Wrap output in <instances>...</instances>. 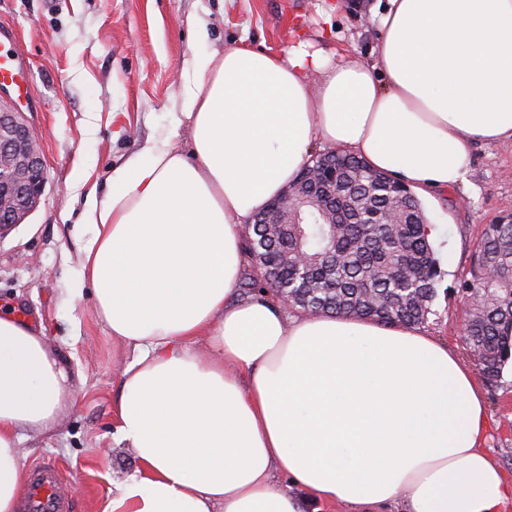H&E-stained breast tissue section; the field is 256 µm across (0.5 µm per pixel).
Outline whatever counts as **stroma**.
Masks as SVG:
<instances>
[{
  "label": "stroma",
  "mask_w": 512,
  "mask_h": 512,
  "mask_svg": "<svg viewBox=\"0 0 512 512\" xmlns=\"http://www.w3.org/2000/svg\"><path fill=\"white\" fill-rule=\"evenodd\" d=\"M303 29L338 58L369 59L380 40L378 0H0V49L22 54L30 99H18L47 173L37 209L0 238V308L44 329L76 393L47 431L21 448L23 467L55 462L71 512H99L138 461L119 444L114 405L129 353L100 320L91 289L73 296L81 223L75 179L104 184L178 111L182 71L197 53L248 45L288 48ZM423 209L448 257L422 325L461 359L484 392L493 460L512 472V369L482 379L462 334L457 292L486 225L512 220V145L478 144L464 185L435 192Z\"/></svg>",
  "instance_id": "35a3bbf8"
}]
</instances>
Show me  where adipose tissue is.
<instances>
[{"mask_svg":"<svg viewBox=\"0 0 512 512\" xmlns=\"http://www.w3.org/2000/svg\"><path fill=\"white\" fill-rule=\"evenodd\" d=\"M381 25L368 62L301 33L194 55L168 132L87 194L77 284L131 355L116 420L139 461L101 512H303L278 472L351 512H512L483 395L446 345L236 294L244 224L315 142L427 198L465 183L474 142L512 143V0H387ZM74 399L44 335L0 311V512L26 486L19 443Z\"/></svg>","mask_w":512,"mask_h":512,"instance_id":"adipose-tissue-1","label":"adipose tissue"}]
</instances>
